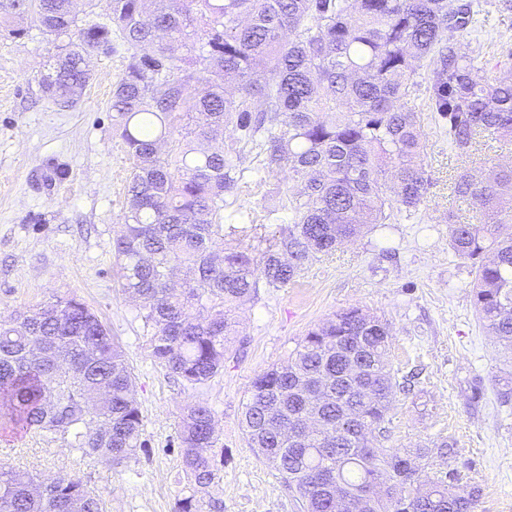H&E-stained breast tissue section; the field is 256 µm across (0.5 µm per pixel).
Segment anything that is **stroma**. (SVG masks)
Listing matches in <instances>:
<instances>
[{
  "instance_id": "stroma-1",
  "label": "stroma",
  "mask_w": 512,
  "mask_h": 512,
  "mask_svg": "<svg viewBox=\"0 0 512 512\" xmlns=\"http://www.w3.org/2000/svg\"><path fill=\"white\" fill-rule=\"evenodd\" d=\"M57 52L34 23L19 38L0 36V321L58 296L82 299L122 347L143 415V447L115 464L80 457L59 435L0 430V466L42 478L71 476L99 495L107 512H176L187 492L178 448L184 408L214 412L219 480L209 490L224 512H299L288 489L249 448L243 404L253 379L283 361L312 327L357 306L387 319L391 365L414 375L388 414L389 448H429L447 441L433 471H457L482 490L478 512H512V403L497 390L512 374V353L478 320L475 268L448 246L449 212L476 215L448 192V178L478 167L460 158L431 113L421 116L424 162L432 185L413 218L379 224L356 241L309 262L287 287L261 289L236 312L241 346L208 385L174 380L149 355L151 334L121 290L112 241L129 207L131 165L112 126V86L130 53L122 42L98 54L91 80L73 107L59 108L35 77ZM67 174L57 178L55 167ZM286 172L248 178L232 200L253 212L259 234L288 218L280 201L296 191Z\"/></svg>"
}]
</instances>
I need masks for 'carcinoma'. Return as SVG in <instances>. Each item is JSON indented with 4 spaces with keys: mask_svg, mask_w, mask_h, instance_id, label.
<instances>
[{
    "mask_svg": "<svg viewBox=\"0 0 512 512\" xmlns=\"http://www.w3.org/2000/svg\"><path fill=\"white\" fill-rule=\"evenodd\" d=\"M111 25L79 26L73 0H0V31L36 22L59 42L38 78L56 106L78 103L91 57L112 37L132 50L112 88V121L132 158L130 206L113 251L121 288L153 329L147 349L182 383L224 371L239 331L235 310L262 288H284L313 258L369 225L424 204L431 176L421 113L425 88L448 144L461 157L484 142H512V48L496 75L462 51L481 32V0H104ZM233 134L225 150L203 143ZM288 171L289 224L259 245H224L227 196L248 168ZM450 194L479 216L448 213L449 246L478 262V319L512 351V166L487 158L480 174L448 179ZM492 258L482 261L486 251ZM391 329L359 307L308 330L287 360L258 374L242 427L255 455L301 497L302 512H477L481 490H456L458 474L428 475L432 448H385L387 413L400 390ZM98 397L96 418L83 400ZM322 430L292 445L275 425ZM0 428L49 432L83 457L116 463L142 448L143 417L124 351L80 299L57 297L0 323ZM214 413L184 408L179 431L188 495L178 512H222L200 496L218 479ZM378 488L375 498L362 497ZM27 471L0 467V512H104L74 478L51 490Z\"/></svg>",
    "mask_w": 512,
    "mask_h": 512,
    "instance_id": "obj_1",
    "label": "carcinoma"
}]
</instances>
